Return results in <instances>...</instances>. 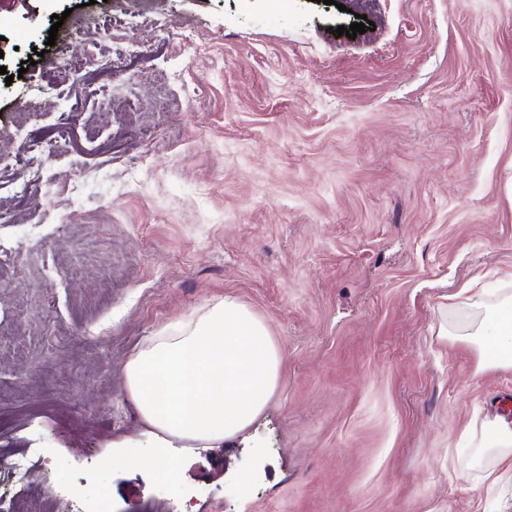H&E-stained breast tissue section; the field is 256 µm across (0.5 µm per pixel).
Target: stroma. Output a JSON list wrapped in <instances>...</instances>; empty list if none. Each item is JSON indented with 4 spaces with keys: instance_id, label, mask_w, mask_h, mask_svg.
I'll return each instance as SVG.
<instances>
[{
    "instance_id": "obj_1",
    "label": "stroma",
    "mask_w": 512,
    "mask_h": 512,
    "mask_svg": "<svg viewBox=\"0 0 512 512\" xmlns=\"http://www.w3.org/2000/svg\"><path fill=\"white\" fill-rule=\"evenodd\" d=\"M0 65V512H512L463 437L512 368L438 333L512 272V0H0ZM224 295L264 410L109 465L157 442L126 360Z\"/></svg>"
}]
</instances>
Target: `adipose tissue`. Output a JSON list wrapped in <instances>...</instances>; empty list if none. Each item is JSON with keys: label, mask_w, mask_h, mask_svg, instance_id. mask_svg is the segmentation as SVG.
<instances>
[{"label": "adipose tissue", "mask_w": 512, "mask_h": 512, "mask_svg": "<svg viewBox=\"0 0 512 512\" xmlns=\"http://www.w3.org/2000/svg\"><path fill=\"white\" fill-rule=\"evenodd\" d=\"M462 339H474L482 367L512 368V290ZM281 352L267 325L233 297L212 300L190 317L170 324L125 363L127 392L141 419L160 440L155 455L117 457V464L156 469L171 441L210 447L235 438L251 425L274 392Z\"/></svg>", "instance_id": "adipose-tissue-1"}]
</instances>
